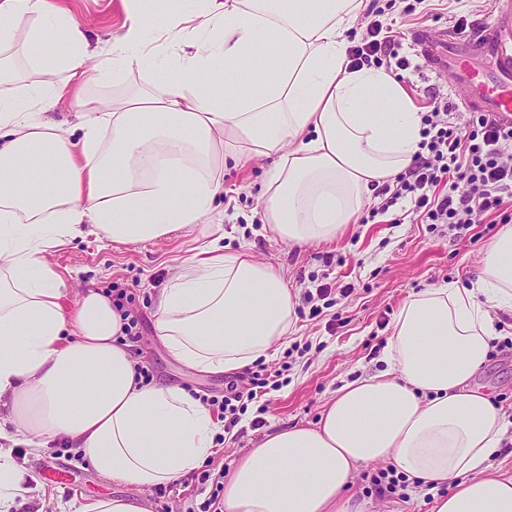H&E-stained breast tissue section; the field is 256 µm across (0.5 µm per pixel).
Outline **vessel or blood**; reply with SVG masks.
Wrapping results in <instances>:
<instances>
[{
    "mask_svg": "<svg viewBox=\"0 0 512 512\" xmlns=\"http://www.w3.org/2000/svg\"><path fill=\"white\" fill-rule=\"evenodd\" d=\"M413 42L430 71L451 77L467 111L512 127V0H492L488 17L468 34L431 28Z\"/></svg>",
    "mask_w": 512,
    "mask_h": 512,
    "instance_id": "1",
    "label": "vessel or blood"
}]
</instances>
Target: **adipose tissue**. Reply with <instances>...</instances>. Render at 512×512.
<instances>
[{
    "label": "adipose tissue",
    "mask_w": 512,
    "mask_h": 512,
    "mask_svg": "<svg viewBox=\"0 0 512 512\" xmlns=\"http://www.w3.org/2000/svg\"><path fill=\"white\" fill-rule=\"evenodd\" d=\"M124 30L91 47L59 0H0V512L26 494L13 455L62 443L103 478L177 482L213 453L216 425L184 388L138 380L120 315L96 284L66 305L51 250L97 234L118 244L215 221L227 163L266 158L260 220L282 241L339 237L413 162L421 115L391 71L350 68L363 0H121ZM56 31L53 64H13L15 28ZM162 41L149 46L143 29ZM143 75L119 98L95 82ZM223 75L224 93L212 82ZM67 100L73 126L44 118ZM297 292L270 265L212 237L156 296L155 338L203 374L268 357L296 320ZM512 313V225L472 287L427 288L391 324L384 370L341 386L313 424L266 433L224 477V512H363L360 467L394 466L410 494L450 485L432 512H512L494 467L512 421L472 385Z\"/></svg>",
    "instance_id": "ef3b65f1"
}]
</instances>
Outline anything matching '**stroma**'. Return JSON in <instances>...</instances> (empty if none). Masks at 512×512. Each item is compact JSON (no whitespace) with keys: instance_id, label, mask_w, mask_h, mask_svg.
Instances as JSON below:
<instances>
[{"instance_id":"35a3bbf8","label":"stroma","mask_w":512,"mask_h":512,"mask_svg":"<svg viewBox=\"0 0 512 512\" xmlns=\"http://www.w3.org/2000/svg\"><path fill=\"white\" fill-rule=\"evenodd\" d=\"M491 0H426L413 14L395 15L394 29L404 34L448 25L450 16L471 14L482 20ZM71 16L82 24L91 44L106 48L122 31L126 15L116 0H66ZM402 53L410 61L402 82L420 112L431 108L432 97L455 102L448 75L427 70L411 46ZM268 162L248 168H224V243L246 248L259 261L272 265L297 292L327 284L345 290V297L316 318L298 317L288 337L274 345L264 364L283 373L280 389L249 402L239 423L216 445L209 458L210 472L231 470L240 456L256 447L268 428L317 421L325 403L348 382L384 369L382 354L390 334V319L412 294L451 282L470 286L476 278L487 245L497 236V224H477L457 234L445 224L429 223L412 209L410 201L398 204L392 215L377 216L366 224L349 225L343 235L320 245H291L276 238L262 224L257 212ZM199 229H185L151 242L116 244L88 235L55 249L47 256L62 275L70 293H78L89 281L104 289L119 284L134 289L132 304L139 318L138 351L155 380L189 392L223 395L230 385L246 387L249 374L204 375L168 358L154 338L155 295L173 265L193 254ZM474 383L490 398L500 399L502 410L512 409V349L488 359ZM262 426H254V418ZM28 470V492L17 499L11 512H78L82 504L101 497H143L149 512H187L199 508L212 491L211 483L190 474L181 481L138 492L137 489L101 478L90 462L71 449L57 451L58 462L76 472L72 485L43 481L39 470L43 457L26 455L17 447ZM352 493L366 503V512H431L427 496L397 499L396 495L367 493L354 480Z\"/></svg>"}]
</instances>
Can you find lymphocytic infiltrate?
<instances>
[{
	"label": "lymphocytic infiltrate",
	"instance_id": "1",
	"mask_svg": "<svg viewBox=\"0 0 512 512\" xmlns=\"http://www.w3.org/2000/svg\"><path fill=\"white\" fill-rule=\"evenodd\" d=\"M396 31L378 19L367 22L361 39L348 48L352 66L386 67L404 71ZM448 103L433 100L421 118L420 152L395 184H383L374 214H386L398 200L407 199L434 224L466 231L484 223L512 194V129H504L485 115L474 114L468 128L450 122Z\"/></svg>",
	"mask_w": 512,
	"mask_h": 512
}]
</instances>
